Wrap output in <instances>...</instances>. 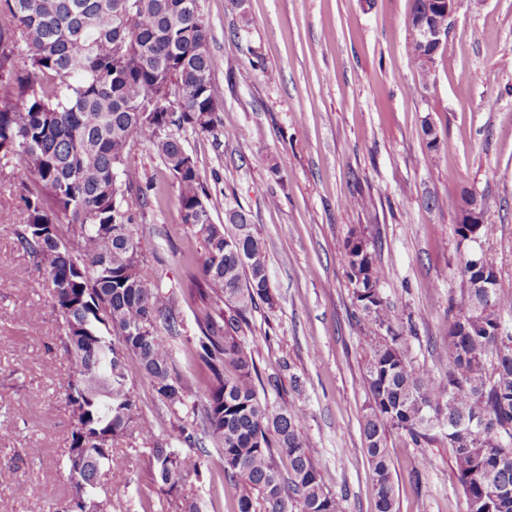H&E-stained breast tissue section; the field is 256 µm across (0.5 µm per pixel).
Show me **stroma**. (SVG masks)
<instances>
[{
    "instance_id": "35a3bbf8",
    "label": "stroma",
    "mask_w": 512,
    "mask_h": 512,
    "mask_svg": "<svg viewBox=\"0 0 512 512\" xmlns=\"http://www.w3.org/2000/svg\"><path fill=\"white\" fill-rule=\"evenodd\" d=\"M199 2L224 133L182 138L214 222L243 207L268 250L277 306L254 313L250 348L279 384L270 401L305 412L302 432L318 450L326 489L343 497L346 512H374L361 430L374 330L354 315L340 257L353 229L375 242L386 268L381 294L412 319L403 331L409 358L438 378L448 372V306L466 287L460 260L473 245L455 235L456 211L433 199L477 194L495 227L483 251L512 296V0H458L425 90L408 52L412 0ZM244 128L253 137H239ZM128 162L157 188L135 233L147 268L176 298L182 335L170 346L199 394L206 376L184 357L198 332L196 307L183 290L203 245L181 223L175 181L152 149L134 144ZM22 195L12 170L0 169V512H57L73 428L57 377L70 364L47 281L17 239ZM354 195L363 207L345 206ZM128 373L157 436L167 438L169 411L136 362ZM387 447L397 512H466L446 436L418 445L391 431ZM147 454L138 436L115 442L126 480L100 479L112 512H145L155 500ZM20 483L30 496L16 497ZM186 485L198 512H230L231 484L204 474Z\"/></svg>"
}]
</instances>
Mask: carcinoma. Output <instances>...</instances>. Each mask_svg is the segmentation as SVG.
Instances as JSON below:
<instances>
[{"mask_svg": "<svg viewBox=\"0 0 512 512\" xmlns=\"http://www.w3.org/2000/svg\"><path fill=\"white\" fill-rule=\"evenodd\" d=\"M421 22L446 28L448 15L413 0L406 29ZM210 39L198 0H0V165L33 179L17 239L46 276L73 365L64 380L75 420L70 490L59 512H112L100 477L114 462L112 442L132 432L151 445L144 462L161 503L207 467L205 437L222 456L219 479L233 482V512H345L324 488L302 433L305 414L261 394L245 329L259 305L275 306L266 245L240 207L213 222L180 136L221 135ZM429 53L410 52L423 89L433 80L422 59ZM134 142L174 177L181 222L205 251L188 288L199 315L186 355L207 374L193 402L170 350L180 335L175 304L145 272L134 233L151 191L127 163ZM341 261L362 320L378 331L363 370L362 422L375 512H396L392 429L417 444L447 430L466 512H512V335L501 324L512 301L498 280L470 272L462 258L466 288L448 307V375L438 380L408 358L374 244L352 231ZM130 358L174 417L181 448L158 440L129 383Z\"/></svg>", "mask_w": 512, "mask_h": 512, "instance_id": "1", "label": "carcinoma"}]
</instances>
